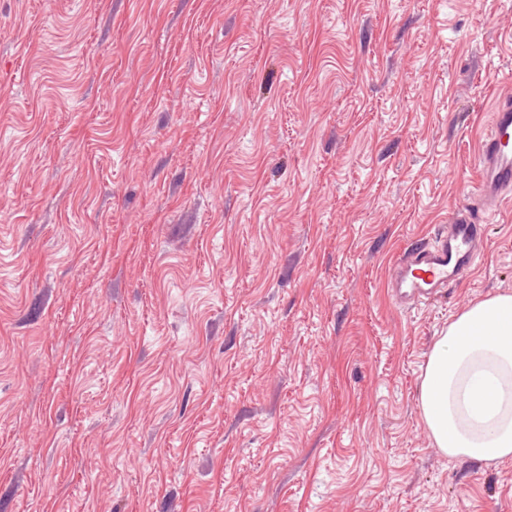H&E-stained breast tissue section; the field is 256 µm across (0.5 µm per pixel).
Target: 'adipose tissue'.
Instances as JSON below:
<instances>
[{
  "label": "adipose tissue",
  "mask_w": 512,
  "mask_h": 512,
  "mask_svg": "<svg viewBox=\"0 0 512 512\" xmlns=\"http://www.w3.org/2000/svg\"><path fill=\"white\" fill-rule=\"evenodd\" d=\"M436 448L492 466L512 457V293L471 304L427 357L418 397Z\"/></svg>",
  "instance_id": "ef3b65f1"
}]
</instances>
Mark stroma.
Wrapping results in <instances>:
<instances>
[{"label": "stroma", "instance_id": "stroma-1", "mask_svg": "<svg viewBox=\"0 0 512 512\" xmlns=\"http://www.w3.org/2000/svg\"><path fill=\"white\" fill-rule=\"evenodd\" d=\"M512 88V0H0V512H512L405 313Z\"/></svg>", "mask_w": 512, "mask_h": 512}]
</instances>
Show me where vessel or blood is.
Segmentation results:
<instances>
[{
  "instance_id": "b4317fda",
  "label": "vessel or blood",
  "mask_w": 512,
  "mask_h": 512,
  "mask_svg": "<svg viewBox=\"0 0 512 512\" xmlns=\"http://www.w3.org/2000/svg\"><path fill=\"white\" fill-rule=\"evenodd\" d=\"M477 181L454 210L447 231L435 241L409 244L393 260L388 294L409 311L441 297L474 270L483 257L485 226L512 200V93L501 95L475 153Z\"/></svg>"
}]
</instances>
